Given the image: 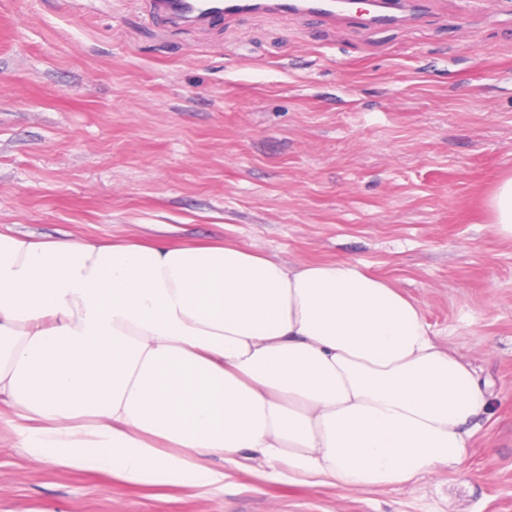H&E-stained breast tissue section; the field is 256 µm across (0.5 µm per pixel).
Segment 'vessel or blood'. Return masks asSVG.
Instances as JSON below:
<instances>
[{"label":"vessel or blood","mask_w":512,"mask_h":512,"mask_svg":"<svg viewBox=\"0 0 512 512\" xmlns=\"http://www.w3.org/2000/svg\"><path fill=\"white\" fill-rule=\"evenodd\" d=\"M423 0H153L154 12L178 25L212 26L247 13L283 16L316 14L327 19L357 18L378 29L418 11Z\"/></svg>","instance_id":"vessel-or-blood-1"}]
</instances>
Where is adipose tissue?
Returning <instances> with one entry per match:
<instances>
[{
    "instance_id": "adipose-tissue-1",
    "label": "adipose tissue",
    "mask_w": 512,
    "mask_h": 512,
    "mask_svg": "<svg viewBox=\"0 0 512 512\" xmlns=\"http://www.w3.org/2000/svg\"><path fill=\"white\" fill-rule=\"evenodd\" d=\"M1 402L31 420L33 461L132 485H213L257 459L369 490L459 466L489 392L352 260L0 234Z\"/></svg>"
}]
</instances>
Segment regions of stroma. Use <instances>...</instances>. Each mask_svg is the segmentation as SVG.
I'll return each mask as SVG.
<instances>
[{"label":"stroma","mask_w":512,"mask_h":512,"mask_svg":"<svg viewBox=\"0 0 512 512\" xmlns=\"http://www.w3.org/2000/svg\"><path fill=\"white\" fill-rule=\"evenodd\" d=\"M512 0H426L387 29L152 0H0V233L229 241L352 259L420 302L490 386L463 464L341 491L263 465L208 487L33 462L0 413V512H512ZM491 229L502 238L512 240V176L504 177L489 198Z\"/></svg>","instance_id":"1"}]
</instances>
